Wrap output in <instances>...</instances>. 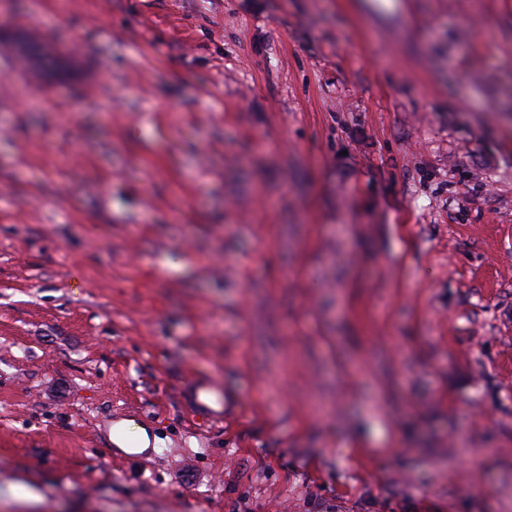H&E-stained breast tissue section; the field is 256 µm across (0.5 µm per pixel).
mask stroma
Listing matches in <instances>:
<instances>
[{"instance_id": "35a3bbf8", "label": "stroma", "mask_w": 512, "mask_h": 512, "mask_svg": "<svg viewBox=\"0 0 512 512\" xmlns=\"http://www.w3.org/2000/svg\"><path fill=\"white\" fill-rule=\"evenodd\" d=\"M8 483L512 512V0H0ZM191 404L214 424L224 421V390L211 380H195L187 389ZM131 422L116 423L110 430L111 441L127 451L134 452L141 448H147L149 440L142 428L131 427ZM138 447V448H132Z\"/></svg>"}]
</instances>
